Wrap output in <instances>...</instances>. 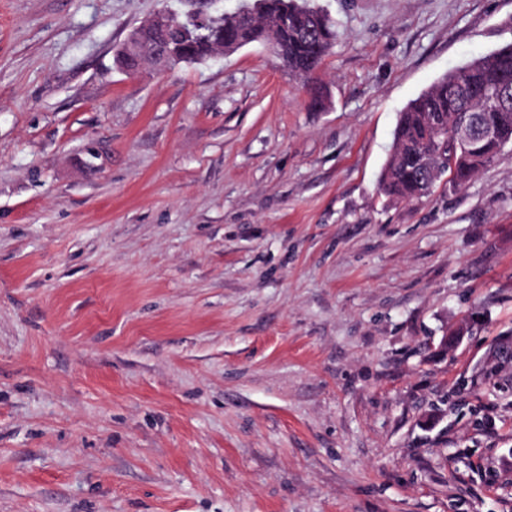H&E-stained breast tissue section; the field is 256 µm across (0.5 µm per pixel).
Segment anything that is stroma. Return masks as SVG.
<instances>
[{
  "mask_svg": "<svg viewBox=\"0 0 512 512\" xmlns=\"http://www.w3.org/2000/svg\"><path fill=\"white\" fill-rule=\"evenodd\" d=\"M312 2L320 107L256 43L122 72L186 0H0V512H512V149L378 189L512 0Z\"/></svg>",
  "mask_w": 512,
  "mask_h": 512,
  "instance_id": "obj_1",
  "label": "stroma"
}]
</instances>
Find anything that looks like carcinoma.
<instances>
[{"label": "carcinoma", "instance_id": "cac0c4a2", "mask_svg": "<svg viewBox=\"0 0 512 512\" xmlns=\"http://www.w3.org/2000/svg\"><path fill=\"white\" fill-rule=\"evenodd\" d=\"M254 9V22L217 16L206 29L194 27L185 15L175 16L166 49L182 62L198 63L210 58L220 40L227 54L261 43L305 87L314 88L338 37L331 15L300 0H256ZM156 45L148 21L140 27L143 60H149ZM467 112L480 113L497 126L498 137L453 146L459 117ZM393 140L379 190L395 202L422 198L445 178L460 188L494 163L512 144V42L449 71L412 99L398 113Z\"/></svg>", "mask_w": 512, "mask_h": 512}]
</instances>
